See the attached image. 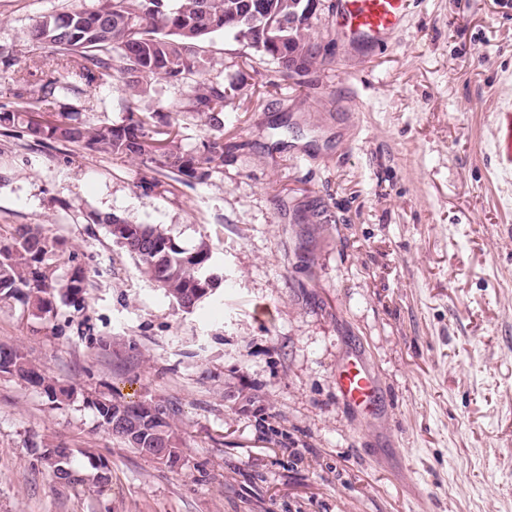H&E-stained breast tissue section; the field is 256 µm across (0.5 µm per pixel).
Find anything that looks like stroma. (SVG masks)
<instances>
[{
  "label": "stroma",
  "instance_id": "stroma-1",
  "mask_svg": "<svg viewBox=\"0 0 512 512\" xmlns=\"http://www.w3.org/2000/svg\"><path fill=\"white\" fill-rule=\"evenodd\" d=\"M59 0H0V112L31 57L34 21ZM321 0L323 59L302 76L214 38L229 85L224 161L175 178L146 158L0 132V236L40 224L81 266L83 298L56 318L0 302V343L73 389L0 373V512H512V182L495 140L512 101V0H410L406 26L365 51ZM194 84L121 79L40 104L120 125L129 108L213 132ZM160 224L207 240L211 296L186 311L144 277L96 219ZM363 357L374 410L336 396ZM161 405L182 451L171 467L98 423L99 394ZM69 448L107 486L58 482L43 446Z\"/></svg>",
  "mask_w": 512,
  "mask_h": 512
}]
</instances>
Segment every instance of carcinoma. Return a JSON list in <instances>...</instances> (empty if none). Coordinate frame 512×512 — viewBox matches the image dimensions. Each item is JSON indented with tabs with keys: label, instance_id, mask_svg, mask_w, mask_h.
Masks as SVG:
<instances>
[{
	"label": "carcinoma",
	"instance_id": "carcinoma-1",
	"mask_svg": "<svg viewBox=\"0 0 512 512\" xmlns=\"http://www.w3.org/2000/svg\"><path fill=\"white\" fill-rule=\"evenodd\" d=\"M319 0H95L88 8L63 7L44 14L31 29L32 41L53 48L49 57L31 60L27 75L19 78L12 110L0 113V126L20 122L27 135L38 140L89 148L104 154L142 156L162 170L199 178V169L224 157V137L207 140L200 156L181 150L173 125L160 129L154 113L140 112L122 126L91 129L62 112L49 121L35 119L32 95L49 101L61 92L78 91L73 78L99 87L121 77L130 97L149 92L150 80L196 79L198 93L192 111L211 112L212 127L222 128L217 113L224 111V85L204 81L211 67L207 44L217 34L231 35L262 57L278 58L289 75L306 72L320 57L321 46L308 34ZM112 240L138 260L142 272L165 295L184 309L207 298L219 277L214 273L210 245L202 240L193 249L180 247L166 229L130 224L107 215L98 219ZM60 239L39 224H22L0 239V301H15L37 317L56 315V298L75 299L86 293L88 276L81 266L58 279L50 257L60 251ZM0 373L14 375L41 389L53 404L70 400L72 392L37 368L19 349L0 346ZM100 426L127 447L152 455L165 448L175 459L181 448L164 409L100 396L88 401ZM54 478L68 484L84 481L72 455L45 448L40 453Z\"/></svg>",
	"mask_w": 512,
	"mask_h": 512
}]
</instances>
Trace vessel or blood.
<instances>
[{
  "instance_id": "obj_1",
  "label": "vessel or blood",
  "mask_w": 512,
  "mask_h": 512,
  "mask_svg": "<svg viewBox=\"0 0 512 512\" xmlns=\"http://www.w3.org/2000/svg\"><path fill=\"white\" fill-rule=\"evenodd\" d=\"M408 0H336L334 18L350 44L375 48L399 31L407 20ZM336 390L343 403L370 410L376 383L359 358H349L336 369Z\"/></svg>"
}]
</instances>
